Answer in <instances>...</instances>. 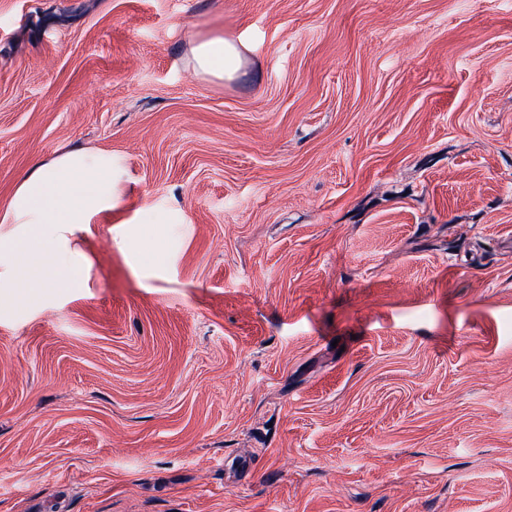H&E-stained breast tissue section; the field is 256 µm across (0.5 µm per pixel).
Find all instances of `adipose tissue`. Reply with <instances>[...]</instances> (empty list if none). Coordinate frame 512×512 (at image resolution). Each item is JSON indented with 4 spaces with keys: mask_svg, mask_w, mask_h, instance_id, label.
<instances>
[{
    "mask_svg": "<svg viewBox=\"0 0 512 512\" xmlns=\"http://www.w3.org/2000/svg\"><path fill=\"white\" fill-rule=\"evenodd\" d=\"M197 74L233 78L240 67L237 45L221 36L199 40L192 49ZM120 162L104 151L69 152L36 165L14 191L1 224H18L22 234L0 243V262L10 271L0 288H54L80 284L84 270L71 248L69 229L91 224L121 202Z\"/></svg>",
    "mask_w": 512,
    "mask_h": 512,
    "instance_id": "adipose-tissue-1",
    "label": "adipose tissue"
}]
</instances>
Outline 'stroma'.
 <instances>
[{
    "instance_id": "obj_1",
    "label": "stroma",
    "mask_w": 512,
    "mask_h": 512,
    "mask_svg": "<svg viewBox=\"0 0 512 512\" xmlns=\"http://www.w3.org/2000/svg\"><path fill=\"white\" fill-rule=\"evenodd\" d=\"M76 150L123 204L0 290V512H512V0H0V209ZM194 69L201 76L232 79L240 67L237 45L221 36L199 40L192 49Z\"/></svg>"
}]
</instances>
